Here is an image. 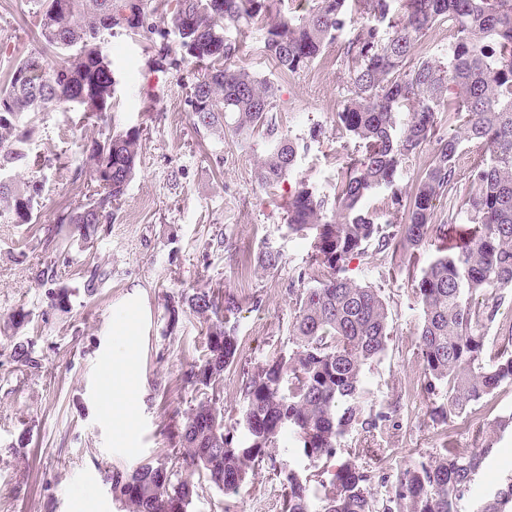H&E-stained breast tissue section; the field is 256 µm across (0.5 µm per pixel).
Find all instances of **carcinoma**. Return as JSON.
<instances>
[{"mask_svg":"<svg viewBox=\"0 0 512 512\" xmlns=\"http://www.w3.org/2000/svg\"><path fill=\"white\" fill-rule=\"evenodd\" d=\"M38 44L9 66L0 85V210L16 224L33 219L39 187L8 176L19 163L38 167L26 146L35 129L20 123L27 112L76 105L99 118L100 137L89 161L97 190L86 203L64 209L58 223L85 236L112 220L142 149V131L108 122L114 107L112 69L102 44L121 29L152 42L154 63L197 68L190 88L193 124L218 138L224 131L264 142L254 177L272 186L292 171L298 144L276 121L275 84L244 68H231L241 34L265 22L264 49L284 71L298 72L330 44H340L348 95L336 112V130L349 135L361 154L339 168L333 199L298 182L288 201V231L313 235L314 264L321 277L296 291V349L242 370L241 419L224 425L219 384L234 364L238 338L231 317L237 295L221 288H194L167 308L174 327L190 312L207 322L203 354L185 382L211 395L175 425L179 448L171 465L141 464L105 472L119 512H188L201 484L192 475L236 496L257 471L276 470L271 449L292 431L306 457L317 464L336 456L355 428L371 435L383 419L365 413V367L388 341V310L380 293L344 275L345 262L370 241L399 258L406 270L442 228L437 203L448 198L446 223L477 225L459 252L434 259L411 277L422 308L418 357L435 425L446 426L504 383H512V351L503 344L487 359L481 326L500 321L504 292L512 291V0H315L298 14L284 0H36ZM361 22L350 26L351 15ZM448 20L453 41L443 57L414 58L434 25ZM179 56H171L169 35ZM456 115V134L434 144L428 166L408 191L397 184L404 160L431 144L438 112ZM406 114L397 130L400 114ZM474 157L462 170L461 146ZM111 176L105 177L103 173ZM466 192L458 193L460 186ZM390 190L401 214L389 232L364 210L375 191ZM481 296L483 300L475 301ZM512 428V411L474 431V447L439 453L406 468L393 489L377 499L370 471L352 451L328 482L319 481L321 506L313 507L308 479L284 475L282 512H460L474 476L493 448L492 434ZM244 431L242 439L234 432ZM473 512H512V479Z\"/></svg>","mask_w":512,"mask_h":512,"instance_id":"obj_1","label":"carcinoma"}]
</instances>
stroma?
Masks as SVG:
<instances>
[{"instance_id": "1", "label": "stroma", "mask_w": 512, "mask_h": 512, "mask_svg": "<svg viewBox=\"0 0 512 512\" xmlns=\"http://www.w3.org/2000/svg\"><path fill=\"white\" fill-rule=\"evenodd\" d=\"M36 9L35 0H0V71L34 44ZM265 39L262 24L246 30L235 63L275 83L280 128L300 145L293 172L271 187L254 178L260 140L220 139L194 125L188 65L155 70L149 43L140 37L119 33L105 44L114 80L112 118L145 131L135 175L111 223L83 237L57 222L63 207L88 199L86 150L99 120L61 108L24 115L35 127L30 149L44 165L15 169L42 185L32 222L0 217V512H117L105 469L167 462L172 428L198 397L183 374L204 349L206 326L187 315L170 327L166 308L191 289L220 284L241 299L238 358L224 374L225 423L239 416L242 368L293 350L291 290L312 286L314 249L312 237L289 233L288 200L301 181L332 197L354 144L335 124L347 81L338 46L285 74L264 54ZM151 94L157 104L149 112ZM314 126L323 133L313 141L308 132ZM264 251L278 254L275 269L259 267ZM47 263L57 273L54 284L34 282L33 268ZM345 274L380 291L388 308L387 349L364 371V406L376 413L397 398L402 408L373 437L351 431L335 459L319 466L288 432L273 455L278 469L305 476L317 468L329 477L351 450L370 443L371 453L358 463L373 472L381 496L409 465L471 447L473 427L512 410V384L476 405L473 425H434L433 397L417 357L421 309L407 272L370 242L346 261ZM91 279L96 288L90 292ZM56 286L69 291L65 307L51 304ZM21 343L39 368L15 362L13 349ZM120 355L128 358L137 389L122 430L105 413L103 392ZM511 479L508 431L475 476L463 512ZM283 492L279 478L264 470L230 504L233 512H253L261 501L267 512H281Z\"/></svg>"}]
</instances>
